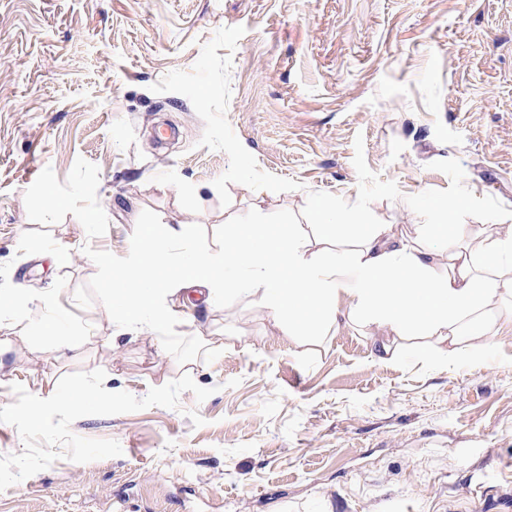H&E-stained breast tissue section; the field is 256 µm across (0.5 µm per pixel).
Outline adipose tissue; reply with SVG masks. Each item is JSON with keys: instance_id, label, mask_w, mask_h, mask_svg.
Segmentation results:
<instances>
[{"instance_id": "adipose-tissue-1", "label": "adipose tissue", "mask_w": 512, "mask_h": 512, "mask_svg": "<svg viewBox=\"0 0 512 512\" xmlns=\"http://www.w3.org/2000/svg\"><path fill=\"white\" fill-rule=\"evenodd\" d=\"M439 223L419 224L414 235L399 225L368 223L356 213L324 200L310 203L320 241L351 239L352 249L327 257L307 254L295 225L259 217L224 227L221 256L202 255L191 264H174L172 241L186 225L145 228L134 250L137 261L110 271L101 297L129 316L151 311L169 321L160 304L163 287L189 291L212 303L224 272H250L237 288L266 313L289 340L328 334L342 324L369 328L374 361L394 360L399 340L427 336L446 357L464 348L493 342L512 331V212L484 224H461L463 200H438Z\"/></svg>"}]
</instances>
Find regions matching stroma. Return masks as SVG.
Instances as JSON below:
<instances>
[{"label": "stroma", "mask_w": 512, "mask_h": 512, "mask_svg": "<svg viewBox=\"0 0 512 512\" xmlns=\"http://www.w3.org/2000/svg\"><path fill=\"white\" fill-rule=\"evenodd\" d=\"M316 196L395 224L511 210L512 0H0V407L95 369L212 391L77 419L122 455L58 459L0 512H512V331L378 363L356 324L289 342L239 268L165 323L101 298L144 226L188 225L185 263L259 203L310 247Z\"/></svg>", "instance_id": "35a3bbf8"}]
</instances>
